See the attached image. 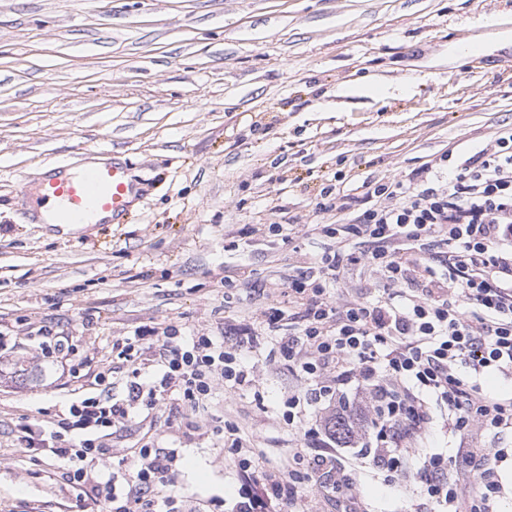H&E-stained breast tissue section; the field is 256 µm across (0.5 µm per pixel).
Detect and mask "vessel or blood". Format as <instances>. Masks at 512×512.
Here are the masks:
<instances>
[{"instance_id":"b4317fda","label":"vessel or blood","mask_w":512,"mask_h":512,"mask_svg":"<svg viewBox=\"0 0 512 512\" xmlns=\"http://www.w3.org/2000/svg\"><path fill=\"white\" fill-rule=\"evenodd\" d=\"M143 195L125 164L112 160L80 171L56 168L39 183L30 204L41 224H120Z\"/></svg>"}]
</instances>
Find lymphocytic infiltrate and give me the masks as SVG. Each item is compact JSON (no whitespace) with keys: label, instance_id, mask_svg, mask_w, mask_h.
Wrapping results in <instances>:
<instances>
[{"label":"lymphocytic infiltrate","instance_id":"lymphocytic-infiltrate-1","mask_svg":"<svg viewBox=\"0 0 512 512\" xmlns=\"http://www.w3.org/2000/svg\"><path fill=\"white\" fill-rule=\"evenodd\" d=\"M320 211L356 209L345 224L320 225L340 242L315 273L292 280L304 302L297 317L271 309L267 325L290 320L275 337L281 363L298 388L284 401V421L300 428L312 454L306 468L279 477L267 469L237 424L202 417L214 394L253 385L244 364L259 350L247 324L182 335L172 325L141 327L113 342L129 363L123 398L100 378L98 394L73 402L52 427L24 424L20 447L65 463L74 483L90 485L102 512H177L168 492L178 449L147 437L132 461L104 471L108 437L135 419L137 406L168 417L197 413L198 436L213 435L248 484L229 512H292L302 487L344 474L347 458L330 434L336 417L367 429L360 459L394 482L418 460L416 483L433 512H498L495 440L512 435V396L486 393L481 376L512 377V128L500 130L493 150H481L452 171L428 165L387 183H369L362 196L333 198L323 188ZM375 272L382 291L372 299L337 296L340 266ZM439 409L458 437L466 471H450L440 453L412 446ZM470 486L462 496V486Z\"/></svg>","mask_w":512,"mask_h":512}]
</instances>
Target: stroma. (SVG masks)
Masks as SVG:
<instances>
[{
	"label": "stroma",
	"instance_id": "35a3bbf8",
	"mask_svg": "<svg viewBox=\"0 0 512 512\" xmlns=\"http://www.w3.org/2000/svg\"><path fill=\"white\" fill-rule=\"evenodd\" d=\"M371 83V95L347 87ZM512 127V0H0V512H76L65 469L17 443L72 402L119 381L115 339L166 321L181 331L256 325L295 310L288 283L334 245L292 243L272 224L348 221L320 191L354 193L451 153L493 149ZM116 157L145 194L122 224H36L26 190L45 169ZM246 273L236 287L223 274ZM70 337L83 364L44 358L41 331ZM257 387L216 394L212 417L287 467L282 418L297 386L256 362ZM182 512H209L242 481L220 441L180 446ZM365 512H411L413 466L398 484L355 472Z\"/></svg>",
	"mask_w": 512,
	"mask_h": 512
}]
</instances>
